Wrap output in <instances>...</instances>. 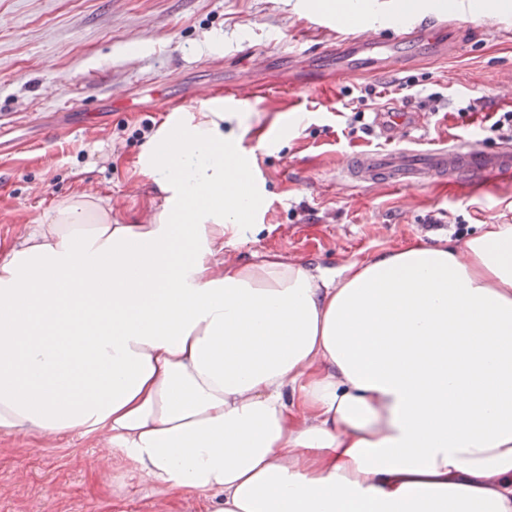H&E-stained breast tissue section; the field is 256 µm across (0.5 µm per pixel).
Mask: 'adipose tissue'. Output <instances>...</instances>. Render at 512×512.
Listing matches in <instances>:
<instances>
[{"mask_svg":"<svg viewBox=\"0 0 512 512\" xmlns=\"http://www.w3.org/2000/svg\"><path fill=\"white\" fill-rule=\"evenodd\" d=\"M223 107L147 145V220L81 193L0 248V436L92 439L157 512H512V225L225 262L259 200Z\"/></svg>","mask_w":512,"mask_h":512,"instance_id":"obj_1","label":"adipose tissue"}]
</instances>
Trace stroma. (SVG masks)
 Segmentation results:
<instances>
[{
  "instance_id": "35a3bbf8",
  "label": "stroma",
  "mask_w": 512,
  "mask_h": 512,
  "mask_svg": "<svg viewBox=\"0 0 512 512\" xmlns=\"http://www.w3.org/2000/svg\"><path fill=\"white\" fill-rule=\"evenodd\" d=\"M316 0H0V128L16 142L0 151V243L21 242L47 207L80 190L116 200L113 221L132 224L161 202L139 157L169 115L182 120L226 84H269L264 98L227 109L225 135L249 167L260 206L224 259L245 264L276 252L315 270L366 261L417 237L463 239L482 224L512 225V174L484 182L451 176L416 188L353 187L337 178L354 151L376 149V132L351 127L361 89L365 114L391 107L423 113L410 139L436 148L463 137L485 149L507 144L491 126L512 110V30L486 31L448 59L356 78L324 77L272 87L286 52L316 59L336 39L362 33L356 20L316 25ZM262 49L266 68L251 52ZM137 91L138 111L119 106ZM442 99L429 101L431 93ZM471 103L458 111L459 102ZM90 439L69 435L33 449L0 438V512H155L157 496L138 473L92 468Z\"/></svg>"
}]
</instances>
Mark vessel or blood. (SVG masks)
<instances>
[{"mask_svg":"<svg viewBox=\"0 0 512 512\" xmlns=\"http://www.w3.org/2000/svg\"><path fill=\"white\" fill-rule=\"evenodd\" d=\"M363 33L341 39L322 49L321 57L336 75L364 71L390 72L406 66L412 51L430 47L435 56L455 53L467 33L429 5L422 6L402 24L395 26L388 0H378L365 15ZM386 147L347 157L339 168L342 180L357 185L417 186L448 175L490 177L512 173V152L489 151L461 140L451 146L411 150L405 147L409 130L422 126L416 112H378L373 116Z\"/></svg>","mask_w":512,"mask_h":512,"instance_id":"vessel-or-blood-1","label":"vessel or blood"}]
</instances>
